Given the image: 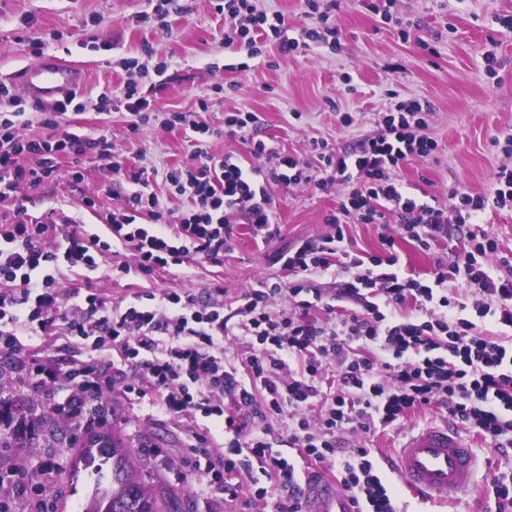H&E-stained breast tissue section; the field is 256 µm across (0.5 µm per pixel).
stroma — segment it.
<instances>
[{"instance_id":"1","label":"stroma","mask_w":512,"mask_h":512,"mask_svg":"<svg viewBox=\"0 0 512 512\" xmlns=\"http://www.w3.org/2000/svg\"><path fill=\"white\" fill-rule=\"evenodd\" d=\"M337 3V51L313 45L285 56L277 41L270 40L261 57L250 59L237 47L225 46L224 18L208 0H193L191 15H170L165 30L131 24L132 16L147 10L148 0H0V84L19 94L14 72L33 61L30 41L51 32L55 38L48 41L46 53L83 64L80 92L94 99L101 92L118 90L127 77L125 59L142 57L148 43L170 62L162 82L148 92L160 112L197 110L212 84L223 82V98L211 100L204 115L217 131L208 138L207 148L237 154L246 166L253 158L239 136L225 131V113H258L269 147L312 163L316 157L307 151L309 141H328L340 153L351 150L376 132L378 115L392 99H425L433 105L429 125L438 150L433 159L415 158L405 164L398 173L400 183L422 200L441 203L452 188L487 193L505 161L494 140L512 129V30L496 22L497 17L512 15V0H397L398 16L420 24L418 38L406 41L395 24L384 23L359 0ZM490 51L499 60L492 76L486 74L484 62ZM394 62L400 63V70H391ZM347 113L353 117L348 126L342 122ZM107 119L113 143L126 151L131 164L176 165L191 149L184 131H166L155 123L131 139L125 110H112ZM99 181V174L92 171L78 186L64 178L46 184L39 191L40 207H60L85 224H98L97 213L82 209L81 197L95 191ZM270 190L282 226L272 242L256 241L240 223L230 250L218 260L198 261L188 269L173 267L150 277L123 275L120 268L131 255L118 247L89 278L61 268V286L82 298L104 293L113 307L122 308L134 294H156L165 288H184L204 301L211 283L218 280L227 291L225 304H233L262 282L285 278L278 255L296 249L303 240L325 235V218L345 188L338 185L327 193L312 187L289 191L275 183ZM471 231L494 240L497 254H512V208L488 209L483 223L470 230L449 225L427 251L400 238L394 225H348L344 244L358 254H374L382 248V235L393 236L406 271L425 279L438 262L464 255ZM86 356L78 344L38 341L31 357L0 374V399L25 401L37 415L51 408L68 432L57 448L45 447L38 434L0 447V474L20 472L26 486L20 493L11 483L0 484V502L10 512H40L43 500L52 504L53 512H79L93 492V471L74 468L91 430L77 427L68 416L76 387L67 372ZM101 357V370L112 376L114 387L87 405L85 416L102 418L103 429L120 434L156 494L176 493L189 512H272L271 507L255 504L246 492L233 495L211 488L205 471L193 465L184 448L194 420L170 418L133 400L124 387L138 382V371L114 372L111 352H102ZM37 364L57 374L40 392L29 383V371ZM471 444L478 457L477 488L467 494L424 502L401 489L395 474L384 472V481L398 491L400 512H490L494 501L487 478L501 469L512 471V455L501 457L477 438Z\"/></svg>"}]
</instances>
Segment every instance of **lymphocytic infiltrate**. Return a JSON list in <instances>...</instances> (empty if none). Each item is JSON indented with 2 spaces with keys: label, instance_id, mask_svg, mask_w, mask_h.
Returning <instances> with one entry per match:
<instances>
[{
  "label": "lymphocytic infiltrate",
  "instance_id": "lymphocytic-infiltrate-1",
  "mask_svg": "<svg viewBox=\"0 0 512 512\" xmlns=\"http://www.w3.org/2000/svg\"><path fill=\"white\" fill-rule=\"evenodd\" d=\"M223 15L225 45H237L249 57L263 53V43L277 39L280 53L296 51L300 41L283 37L284 18L259 10L255 0H213ZM168 63L130 72L118 96L101 93L95 106L107 114L118 101L132 117L131 134H139L156 115L143 81L163 76ZM0 353L29 350L18 326L31 335L84 345L89 354L75 369L80 395L70 414L80 418L87 401L112 387L97 374L98 351L111 346L121 364L140 370L146 386L127 385L128 393L147 400L158 413L173 418L202 415L222 421L231 435L219 443L200 426L185 440L191 458L204 461L210 484L220 487L225 476L248 475L251 497L263 500L276 493V512H300L302 486L296 470L277 457L267 436L247 434L249 420H267L287 410L298 413L288 442L330 472L340 489L358 505V512H398L395 495L381 480L369 442L378 429L394 425L410 412L436 408L450 421L499 451L512 447V346L475 330V318L512 328V257L499 259L491 276L485 257L497 245L476 238L462 259L438 264L430 280L403 275L395 239L383 237L382 250L369 257L340 249L347 224L397 221L418 248L430 249L448 221L480 223L488 205L512 207V166L501 165L490 195L453 188L449 205L431 206L409 197L397 172L409 160L436 153L428 133L433 111L425 99L400 100L380 113V133L362 139L342 154L326 141H313L318 161L274 152L260 138L262 121L254 112H230L225 127L248 142L258 165L244 169L230 154L216 155L204 147L211 128L200 118L207 101L195 112L167 113L162 125L195 133L187 160L160 170L128 169L107 131L89 135L71 131L69 112H83L85 103L38 107L47 136L20 132L24 108L0 85ZM70 160L62 170V160ZM103 172L101 192L119 204L101 214L105 234L88 230L66 215L35 212V190L67 173L82 183L87 165ZM164 180L184 197L181 211L167 208L151 188ZM285 187L305 184L328 190L338 182L349 189L335 213L326 217L330 231L282 254L287 280L268 282L244 293L235 314L249 339L250 351L240 367L224 364V286L211 285L208 300L174 288L157 301L130 303L113 309L102 295L90 294L84 304L68 303L59 286L60 265L70 271H94L104 264L113 244L130 250L132 264L124 273L153 275L198 259L218 260L229 250L236 220H244L255 238L270 241L281 233L269 182ZM151 228H144L143 220ZM350 277L335 293H325L319 279L331 268ZM478 285L471 303L448 297L449 280ZM287 295L289 308L268 309L271 299ZM415 312L404 315L407 305ZM336 372V390L322 393L328 370ZM361 432L359 445L342 447L344 432ZM268 484L258 486L253 471Z\"/></svg>",
  "mask_w": 512,
  "mask_h": 512
}]
</instances>
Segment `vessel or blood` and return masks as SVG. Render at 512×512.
Here are the masks:
<instances>
[{"mask_svg": "<svg viewBox=\"0 0 512 512\" xmlns=\"http://www.w3.org/2000/svg\"><path fill=\"white\" fill-rule=\"evenodd\" d=\"M27 99L49 105L65 101L82 85L84 73L74 64L45 57L13 75ZM477 456L452 426L426 427L411 433L388 467L398 473L405 487L418 498L430 499L469 492L475 484ZM302 512H356L350 496L336 486L307 479Z\"/></svg>", "mask_w": 512, "mask_h": 512, "instance_id": "1", "label": "vessel or blood"}]
</instances>
